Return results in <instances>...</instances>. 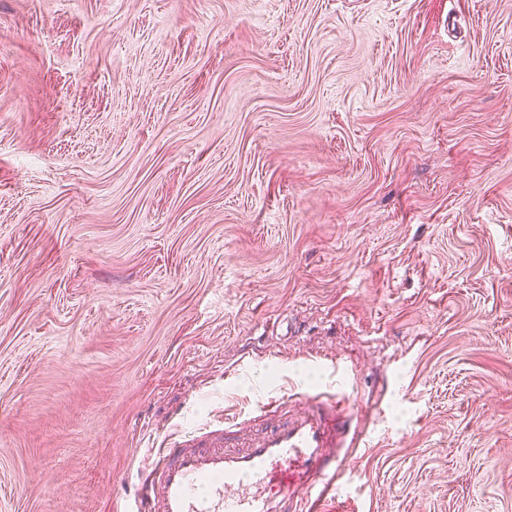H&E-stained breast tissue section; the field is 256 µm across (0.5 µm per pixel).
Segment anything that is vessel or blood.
Masks as SVG:
<instances>
[{
    "instance_id": "obj_1",
    "label": "vessel or blood",
    "mask_w": 512,
    "mask_h": 512,
    "mask_svg": "<svg viewBox=\"0 0 512 512\" xmlns=\"http://www.w3.org/2000/svg\"><path fill=\"white\" fill-rule=\"evenodd\" d=\"M280 406L265 403L255 433L230 422L158 449L128 512H321L359 432L351 415L311 395L287 417Z\"/></svg>"
}]
</instances>
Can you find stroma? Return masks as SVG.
Wrapping results in <instances>:
<instances>
[{
	"label": "stroma",
	"mask_w": 512,
	"mask_h": 512,
	"mask_svg": "<svg viewBox=\"0 0 512 512\" xmlns=\"http://www.w3.org/2000/svg\"><path fill=\"white\" fill-rule=\"evenodd\" d=\"M305 393L336 512H512V0H0V512Z\"/></svg>",
	"instance_id": "35a3bbf8"
}]
</instances>
